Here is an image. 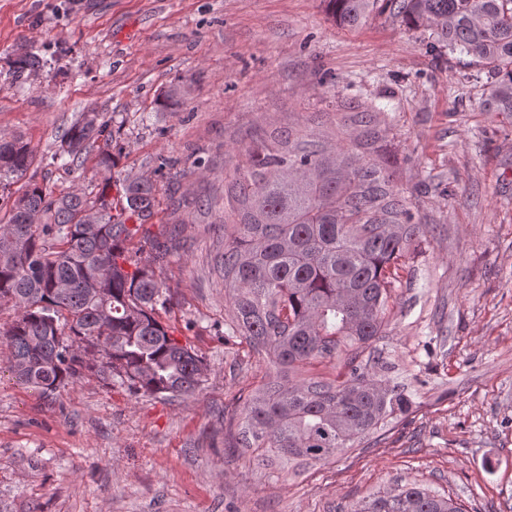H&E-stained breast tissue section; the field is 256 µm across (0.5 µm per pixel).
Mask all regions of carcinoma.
<instances>
[{
	"label": "carcinoma",
	"mask_w": 512,
	"mask_h": 512,
	"mask_svg": "<svg viewBox=\"0 0 512 512\" xmlns=\"http://www.w3.org/2000/svg\"><path fill=\"white\" fill-rule=\"evenodd\" d=\"M341 27H357L379 0H322ZM411 29L433 27L438 40L472 58L487 74L485 104L512 117V0H388ZM42 67L24 50L13 60L22 76ZM103 145L94 146L98 139ZM248 151L224 188L219 223L233 232L219 260L229 294V327L288 381L272 380L244 403L241 442L289 461L328 464L412 407L407 387L388 371L374 343L385 335L390 289L419 224L407 215L392 179L357 157L340 166L318 141L274 132ZM81 166L94 156L104 173L95 192L59 194L33 180L0 214V306L17 315L0 330L17 382L46 397L86 372L150 395H191L205 382L201 358L159 321L164 287L152 264L171 247L154 246L153 262L132 263L127 242L137 229L125 217L153 215L156 188L126 177L112 213V131L89 108L60 138L57 160ZM36 155L20 137L0 135V188L23 179ZM343 358L333 381L292 374L317 359ZM350 512H461L416 483L379 491Z\"/></svg>",
	"instance_id": "carcinoma-1"
}]
</instances>
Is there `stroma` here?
I'll return each instance as SVG.
<instances>
[{
    "label": "stroma",
    "mask_w": 512,
    "mask_h": 512,
    "mask_svg": "<svg viewBox=\"0 0 512 512\" xmlns=\"http://www.w3.org/2000/svg\"><path fill=\"white\" fill-rule=\"evenodd\" d=\"M434 38L387 7L337 26L322 0H0V133L60 193L100 181L93 161L51 156L80 112L104 113L119 173L157 187L129 252L146 262L176 238L159 316L207 366L176 399L93 375L47 399L0 343V512H346L408 481L463 512H512V120L485 109V72ZM26 47L45 64L18 80ZM174 85L181 100L157 111ZM278 127L344 150L371 132L424 227L377 343L411 410L377 445L301 471L238 445L244 402L276 373L228 331L224 227L203 208Z\"/></svg>",
    "instance_id": "1"
}]
</instances>
